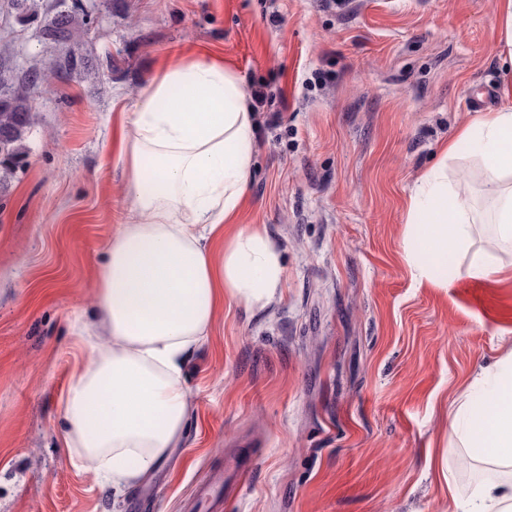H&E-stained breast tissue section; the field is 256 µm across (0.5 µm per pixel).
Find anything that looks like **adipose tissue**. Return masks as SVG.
Listing matches in <instances>:
<instances>
[{"label":"adipose tissue","mask_w":512,"mask_h":512,"mask_svg":"<svg viewBox=\"0 0 512 512\" xmlns=\"http://www.w3.org/2000/svg\"><path fill=\"white\" fill-rule=\"evenodd\" d=\"M424 171L407 202L406 260L417 280L431 262L471 246L490 224L512 244V84ZM255 121L241 78L219 61L162 67L143 88L119 160L130 185V221L119 225L98 269V307L112 338L71 382L62 402L67 445L112 483L139 485L185 427L183 370L208 336L216 309H262L282 294V253L264 225L211 242L246 195ZM468 144L486 177L474 211L448 183V158ZM450 431L490 477L452 494L448 512H512V353L480 366Z\"/></svg>","instance_id":"1"}]
</instances>
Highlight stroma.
Listing matches in <instances>:
<instances>
[{"mask_svg":"<svg viewBox=\"0 0 512 512\" xmlns=\"http://www.w3.org/2000/svg\"><path fill=\"white\" fill-rule=\"evenodd\" d=\"M78 5L67 45L48 20ZM0 0V86L37 114L23 168L0 178V512H209L195 487L228 456L252 468L227 512H448L478 467L451 403L512 349V249L474 280L457 252L433 282L404 260L416 177L473 113L468 89L512 80L498 0ZM242 79L256 149L240 224L265 225L286 281L266 308L225 303L183 381L168 458L120 499L66 445L60 404L106 346L97 266L127 223L118 161L141 89L170 60ZM52 68L30 81L31 69ZM448 180L485 195L467 148Z\"/></svg>","mask_w":512,"mask_h":512,"instance_id":"obj_1","label":"stroma"}]
</instances>
